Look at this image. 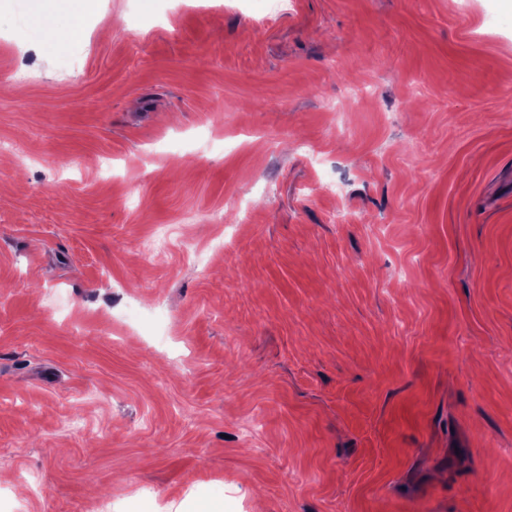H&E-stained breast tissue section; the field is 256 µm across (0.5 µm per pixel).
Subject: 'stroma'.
I'll return each instance as SVG.
<instances>
[{
  "label": "stroma",
  "mask_w": 512,
  "mask_h": 512,
  "mask_svg": "<svg viewBox=\"0 0 512 512\" xmlns=\"http://www.w3.org/2000/svg\"><path fill=\"white\" fill-rule=\"evenodd\" d=\"M278 2L0 0V512H512V28Z\"/></svg>",
  "instance_id": "stroma-1"
}]
</instances>
